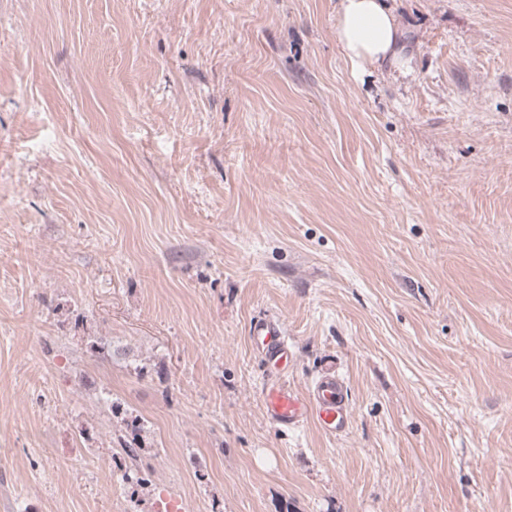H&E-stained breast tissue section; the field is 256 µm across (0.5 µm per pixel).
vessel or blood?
I'll return each instance as SVG.
<instances>
[{
	"mask_svg": "<svg viewBox=\"0 0 512 512\" xmlns=\"http://www.w3.org/2000/svg\"><path fill=\"white\" fill-rule=\"evenodd\" d=\"M250 333L261 342L267 363L278 364L287 355L288 338L280 321L255 322ZM262 401L267 418L283 428L297 427L311 416L332 435L344 432L348 425L349 408L343 390L331 377L323 379L308 394L284 383L270 384L262 392Z\"/></svg>",
	"mask_w": 512,
	"mask_h": 512,
	"instance_id": "vessel-or-blood-1",
	"label": "vessel or blood"
}]
</instances>
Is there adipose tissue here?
<instances>
[{"label":"adipose tissue","mask_w":512,"mask_h":512,"mask_svg":"<svg viewBox=\"0 0 512 512\" xmlns=\"http://www.w3.org/2000/svg\"><path fill=\"white\" fill-rule=\"evenodd\" d=\"M336 37L355 68L370 65L403 77L412 72L413 50L385 0H339Z\"/></svg>","instance_id":"1"}]
</instances>
